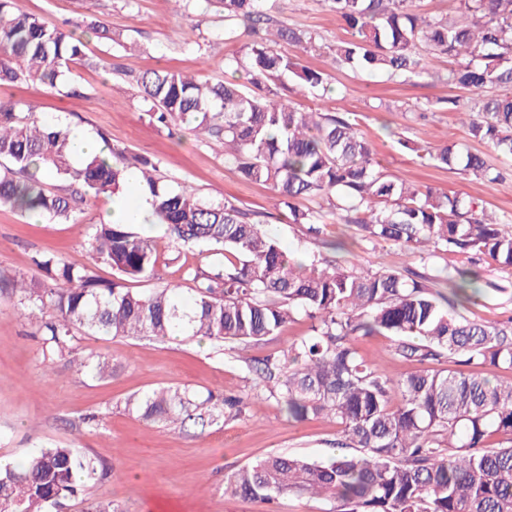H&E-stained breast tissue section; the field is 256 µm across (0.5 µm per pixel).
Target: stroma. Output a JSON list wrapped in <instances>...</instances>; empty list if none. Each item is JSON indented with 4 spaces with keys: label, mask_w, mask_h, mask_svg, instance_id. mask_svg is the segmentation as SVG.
I'll return each mask as SVG.
<instances>
[{
    "label": "stroma",
    "mask_w": 512,
    "mask_h": 512,
    "mask_svg": "<svg viewBox=\"0 0 512 512\" xmlns=\"http://www.w3.org/2000/svg\"><path fill=\"white\" fill-rule=\"evenodd\" d=\"M18 9L49 24L73 30L86 16L105 21L111 40L89 39L87 62L71 64L68 80L79 83L84 96L75 100L17 83L0 92V99L36 106L49 122L78 126L91 135H104L127 156L155 162L169 183L193 186L206 199L229 200L275 234L284 250L308 261L327 257V242L346 245L341 265L348 271L392 269L413 274L429 285L441 305L487 325L512 317V270L487 259L444 247L411 254L392 242H371L354 224L331 223L311 231L305 224H283L271 186L245 179L224 160V146L198 138L178 126L167 130L150 122L144 102L130 77L167 68L217 81L229 77L228 63L242 57L254 36L235 22L232 37L224 35V15L195 0L183 9L175 0H16ZM271 16L298 30L315 33L322 47L301 52L302 65L331 75L332 93L303 96L290 76H283L279 96L304 107L354 114L359 131L382 165L406 182L437 192L480 199L487 211L512 219V157L488 150L472 139L457 112L434 108L416 112V105L458 95L448 82V62L435 64V75L392 82L347 65L331 67L323 48L350 39L347 24L323 0H269ZM421 141L431 146L457 144L485 153L489 165L503 172L490 182L431 165L411 151ZM111 197L87 198L73 220H41L8 209L0 210V462L19 461L38 449L59 446L82 449L108 471L88 484L63 512H86L89 503L108 499L123 512H333L334 502L318 497L283 496L274 505L224 494L228 473L271 453L322 460L338 451L340 428L325 418L302 422L289 419L280 402L266 398L240 420L206 431L172 432L128 412L125 400L163 386L191 387L217 393L251 392L259 378L255 361L279 354L308 334L310 322L296 316L278 335L259 343L221 345L162 341L152 337H113L76 331V353L97 351L119 363L118 372L101 379L78 370L71 357L44 362L39 340L40 320L16 314L18 297L7 286L15 277L40 278L34 260L45 253L63 256L88 268L102 280L115 279L108 265L96 262L90 238L108 210ZM156 276L128 281L135 291L175 285L191 293L186 271L209 268L215 261L203 246L170 244L157 235ZM476 275L481 297L462 304L452 295L459 273ZM355 347L369 364L392 376L417 371V363L395 353L388 336L358 338ZM100 418L98 427L85 424L87 415Z\"/></svg>",
    "instance_id": "stroma-1"
}]
</instances>
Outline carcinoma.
<instances>
[{"label":"carcinoma","instance_id":"1","mask_svg":"<svg viewBox=\"0 0 512 512\" xmlns=\"http://www.w3.org/2000/svg\"><path fill=\"white\" fill-rule=\"evenodd\" d=\"M205 2L216 4L230 23H250L256 35L275 27V39L253 41L245 61L235 60L234 71H245L248 87L234 77L213 83L166 69L133 76L151 120L187 125L222 142L224 159L246 179L270 184L292 224H324L343 211L345 222L359 225L370 241L474 251L512 269V232L499 227L482 201L408 184L382 167L349 116L301 111L270 89L268 83L287 73L311 93L330 89L329 74L281 50L284 44L319 49L316 36L273 24L268 0ZM326 2L353 30L351 39L328 46L333 62L405 82L448 59V79L473 97L445 104L469 117L473 138L512 155V0H461V19L425 16L419 0ZM82 33L112 39L97 18L85 21ZM84 47L75 31L49 27L14 0H0V86L25 81L79 99L82 87L63 76L83 59ZM106 148V155L77 167L67 127L42 121L29 104L1 100L0 207L67 222L88 194H118L135 169L167 237L181 246L204 244L224 260L188 272L195 284L190 298L174 285L132 291L126 281L155 276V241L130 224L96 225L91 251L117 279L98 280L49 253L37 266L51 285L33 279L20 289L27 315L51 311L42 326L43 360L63 355L76 329L247 344L278 334L302 313L310 333L261 361L264 388L244 396L163 387L128 397L125 409L171 430L189 421L204 430L243 418L250 400L267 393L292 419L335 421L341 447L355 449L322 461L268 455L226 475V496L272 504L284 495H322L339 503L336 512H512V381L495 375L512 369V320L489 326L453 315L428 285L395 270L363 274L341 269L337 260L297 261L232 203L173 187L152 160ZM423 158L500 178L483 156L454 145L426 146ZM48 179L71 191H45ZM298 199H326L331 210L302 209ZM378 334L395 338L396 354L422 369L393 377L367 363L354 341ZM444 359L458 368H426ZM79 366L100 378L115 373L112 361L93 351ZM102 471L69 447L0 463V512H54Z\"/></svg>","mask_w":512,"mask_h":512}]
</instances>
